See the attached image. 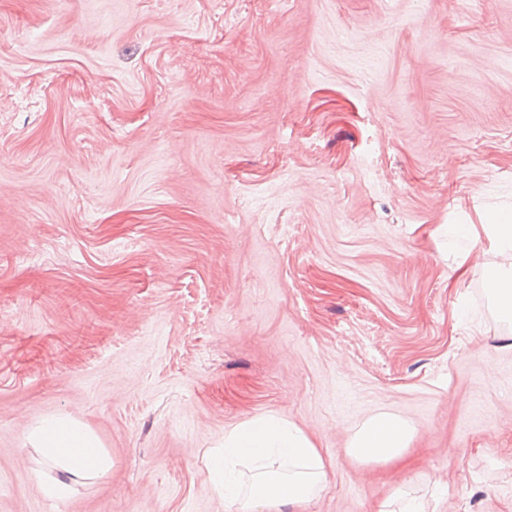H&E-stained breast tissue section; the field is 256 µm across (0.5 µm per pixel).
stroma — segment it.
<instances>
[{
  "label": "stroma",
  "instance_id": "stroma-1",
  "mask_svg": "<svg viewBox=\"0 0 512 512\" xmlns=\"http://www.w3.org/2000/svg\"><path fill=\"white\" fill-rule=\"evenodd\" d=\"M492 209L512 0H0V512H226L206 456L267 413L326 463L287 512H512ZM51 416L108 460L61 499ZM411 435L404 421L390 414H380L358 431L349 453L361 462L395 460L407 448Z\"/></svg>",
  "mask_w": 512,
  "mask_h": 512
}]
</instances>
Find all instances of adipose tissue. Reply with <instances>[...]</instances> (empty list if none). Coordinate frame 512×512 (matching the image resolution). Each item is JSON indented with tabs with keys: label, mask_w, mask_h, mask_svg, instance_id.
I'll return each instance as SVG.
<instances>
[{
	"label": "adipose tissue",
	"mask_w": 512,
	"mask_h": 512,
	"mask_svg": "<svg viewBox=\"0 0 512 512\" xmlns=\"http://www.w3.org/2000/svg\"><path fill=\"white\" fill-rule=\"evenodd\" d=\"M411 435L404 421L380 414L358 431L349 452L362 462L395 460ZM29 438L62 473L42 483L47 497H64L67 477L97 473L106 464L97 438L77 421L45 420ZM210 470L224 491L228 512H282L315 500L324 489L320 452L296 425L273 415L247 420L225 434L224 449L211 457Z\"/></svg>",
	"instance_id": "adipose-tissue-1"
}]
</instances>
